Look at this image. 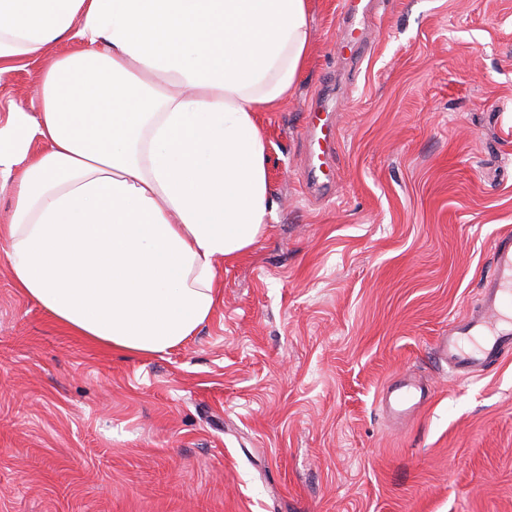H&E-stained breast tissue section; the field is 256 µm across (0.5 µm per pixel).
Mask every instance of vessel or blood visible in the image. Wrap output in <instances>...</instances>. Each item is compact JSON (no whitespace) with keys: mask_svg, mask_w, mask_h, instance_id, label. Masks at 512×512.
Returning a JSON list of instances; mask_svg holds the SVG:
<instances>
[{"mask_svg":"<svg viewBox=\"0 0 512 512\" xmlns=\"http://www.w3.org/2000/svg\"><path fill=\"white\" fill-rule=\"evenodd\" d=\"M338 134L330 114L313 107L301 131L309 147L305 187L310 194L324 193L333 180ZM435 351L461 381L483 375L512 355V232L501 233L495 240L491 272L482 283L478 309L449 321ZM427 397L423 386L400 379L383 392L381 405L394 418L404 419Z\"/></svg>","mask_w":512,"mask_h":512,"instance_id":"1","label":"vessel or blood"}]
</instances>
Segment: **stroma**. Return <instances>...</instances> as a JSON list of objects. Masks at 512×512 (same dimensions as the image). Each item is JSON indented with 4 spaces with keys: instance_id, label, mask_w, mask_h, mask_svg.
<instances>
[{
    "instance_id": "35a3bbf8",
    "label": "stroma",
    "mask_w": 512,
    "mask_h": 512,
    "mask_svg": "<svg viewBox=\"0 0 512 512\" xmlns=\"http://www.w3.org/2000/svg\"><path fill=\"white\" fill-rule=\"evenodd\" d=\"M72 47L0 75L1 120ZM318 102L339 145L312 198ZM258 119L275 218L170 353L67 331L0 249V512H512V357L461 383L432 351L512 232V0H313L309 64ZM406 375L431 397L396 423Z\"/></svg>"
}]
</instances>
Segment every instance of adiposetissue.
I'll list each match as a JSON object with an SVG mask.
<instances>
[{
    "instance_id": "ef3b65f1",
    "label": "adipose tissue",
    "mask_w": 512,
    "mask_h": 512,
    "mask_svg": "<svg viewBox=\"0 0 512 512\" xmlns=\"http://www.w3.org/2000/svg\"><path fill=\"white\" fill-rule=\"evenodd\" d=\"M312 0H0V73L71 36L0 123L16 288L74 334L164 355L277 207L257 120L308 61ZM43 149L32 154L33 141Z\"/></svg>"
}]
</instances>
